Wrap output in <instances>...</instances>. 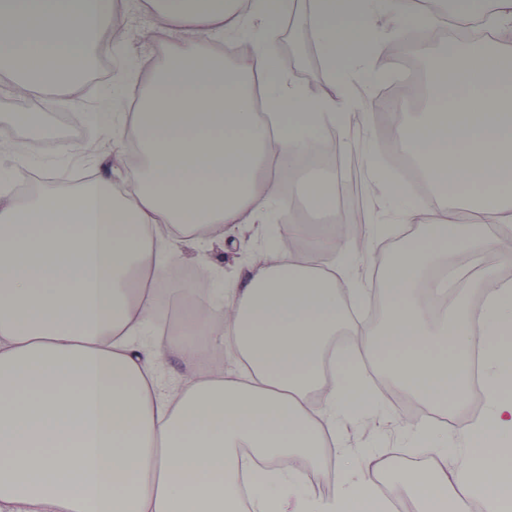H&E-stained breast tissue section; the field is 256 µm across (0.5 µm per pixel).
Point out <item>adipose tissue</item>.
Here are the masks:
<instances>
[{"mask_svg":"<svg viewBox=\"0 0 512 512\" xmlns=\"http://www.w3.org/2000/svg\"><path fill=\"white\" fill-rule=\"evenodd\" d=\"M171 37L136 110L111 123L134 137V184L100 177L73 192L0 203V512H348L380 498L383 456L342 446L339 410L370 407L365 364L428 405L403 430L436 463L397 473L396 494L427 504L512 512V483L488 466V432L512 434V281L485 269L479 307L449 290L426 314L415 286L449 253L512 258V52L458 45L429 59L434 89L399 148L432 190L401 214L426 223L383 275L388 313L355 324L356 356L334 348L337 328L367 294L348 263L357 250L341 211L304 260L303 225L285 252L258 258L224 283V298L186 315L182 334L143 341L157 321L160 284L175 252L266 221L279 182L320 152L322 133L347 132L357 103L349 84L385 72L373 53L380 20L408 37L411 0H311L308 16L329 75L310 94L287 80L273 44L225 60L220 40L273 32L283 0H143ZM128 0H0V52L30 73L31 95L63 90L66 62L86 68ZM455 19L481 20L512 38V0H461ZM271 111L259 117L256 97ZM484 343L481 418H468L471 345ZM178 350L190 367L163 391L158 357ZM232 354L238 371L225 370ZM336 448L333 497L307 498L292 467L322 472ZM262 465L241 497L240 449Z\"/></svg>","mask_w":512,"mask_h":512,"instance_id":"ef3b65f1","label":"adipose tissue"}]
</instances>
